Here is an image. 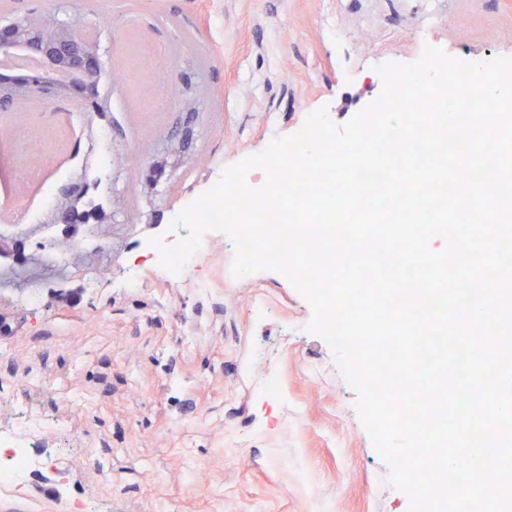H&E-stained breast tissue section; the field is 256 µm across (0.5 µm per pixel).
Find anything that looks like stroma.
Masks as SVG:
<instances>
[{"instance_id": "stroma-1", "label": "stroma", "mask_w": 512, "mask_h": 512, "mask_svg": "<svg viewBox=\"0 0 512 512\" xmlns=\"http://www.w3.org/2000/svg\"><path fill=\"white\" fill-rule=\"evenodd\" d=\"M0 0V19L53 13L89 22L111 161L71 169L58 205L91 210L112 257L71 249L75 274L0 288V425L30 409L54 420L36 439L51 460L0 512H409L364 427L335 351L308 325L313 308L273 270L235 277L231 238L202 269L213 287L156 276L150 238L223 167L299 131L326 109L344 126L383 89L377 66L425 47L481 62L512 57V0ZM181 76L168 112L145 123L157 67ZM98 269L96 285L78 270ZM141 278L142 287L129 282ZM37 374L42 382L28 384ZM278 378L283 401L265 384Z\"/></svg>"}]
</instances>
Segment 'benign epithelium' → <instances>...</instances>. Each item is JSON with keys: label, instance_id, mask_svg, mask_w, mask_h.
I'll return each mask as SVG.
<instances>
[{"label": "benign epithelium", "instance_id": "1", "mask_svg": "<svg viewBox=\"0 0 512 512\" xmlns=\"http://www.w3.org/2000/svg\"><path fill=\"white\" fill-rule=\"evenodd\" d=\"M24 51L40 59V67L16 82H0V105L39 96L51 98L77 85L90 93L92 112L102 77L100 44L79 21L60 22L46 15L26 14L0 23V54Z\"/></svg>", "mask_w": 512, "mask_h": 512}]
</instances>
